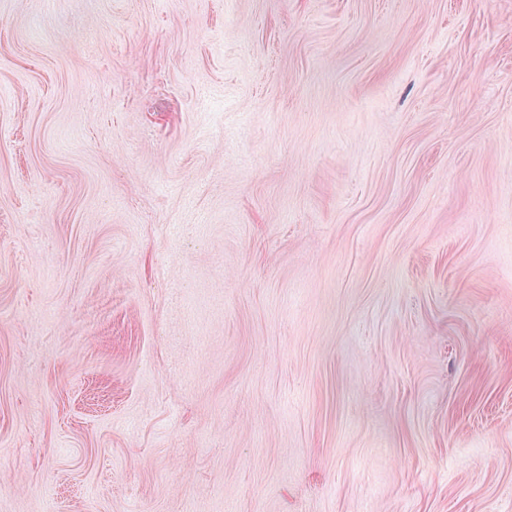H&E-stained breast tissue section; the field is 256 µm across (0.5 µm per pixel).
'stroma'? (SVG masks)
Masks as SVG:
<instances>
[{
  "instance_id": "obj_1",
  "label": "stroma",
  "mask_w": 512,
  "mask_h": 512,
  "mask_svg": "<svg viewBox=\"0 0 512 512\" xmlns=\"http://www.w3.org/2000/svg\"><path fill=\"white\" fill-rule=\"evenodd\" d=\"M0 512H512V0H0Z\"/></svg>"
}]
</instances>
